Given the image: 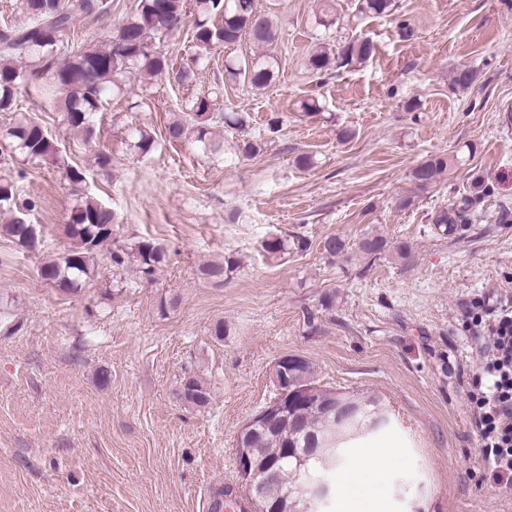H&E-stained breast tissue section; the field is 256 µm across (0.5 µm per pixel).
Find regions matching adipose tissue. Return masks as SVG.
Instances as JSON below:
<instances>
[{"label": "adipose tissue", "mask_w": 512, "mask_h": 512, "mask_svg": "<svg viewBox=\"0 0 512 512\" xmlns=\"http://www.w3.org/2000/svg\"><path fill=\"white\" fill-rule=\"evenodd\" d=\"M401 456L396 448L384 442H367L357 453L353 467L341 478V512H388L386 501L367 490L370 479L398 468Z\"/></svg>", "instance_id": "ef3b65f1"}]
</instances>
